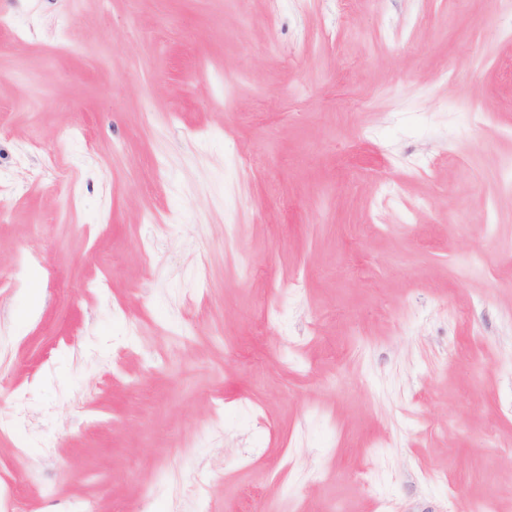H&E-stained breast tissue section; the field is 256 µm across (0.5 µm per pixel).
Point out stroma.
<instances>
[{
    "label": "stroma",
    "mask_w": 512,
    "mask_h": 512,
    "mask_svg": "<svg viewBox=\"0 0 512 512\" xmlns=\"http://www.w3.org/2000/svg\"><path fill=\"white\" fill-rule=\"evenodd\" d=\"M510 162L497 0H0V512H512Z\"/></svg>",
    "instance_id": "stroma-1"
}]
</instances>
